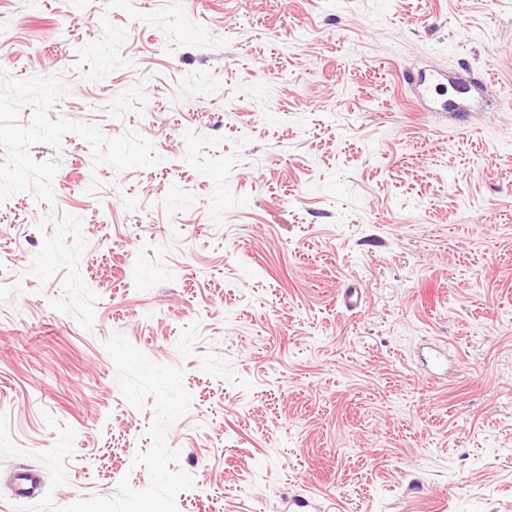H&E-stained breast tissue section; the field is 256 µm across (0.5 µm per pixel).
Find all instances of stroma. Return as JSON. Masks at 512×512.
Masks as SVG:
<instances>
[{
    "mask_svg": "<svg viewBox=\"0 0 512 512\" xmlns=\"http://www.w3.org/2000/svg\"><path fill=\"white\" fill-rule=\"evenodd\" d=\"M0 26V512L50 416L57 505L147 487L116 333L192 396L178 512H512V0H0Z\"/></svg>",
    "mask_w": 512,
    "mask_h": 512,
    "instance_id": "obj_1",
    "label": "stroma"
}]
</instances>
